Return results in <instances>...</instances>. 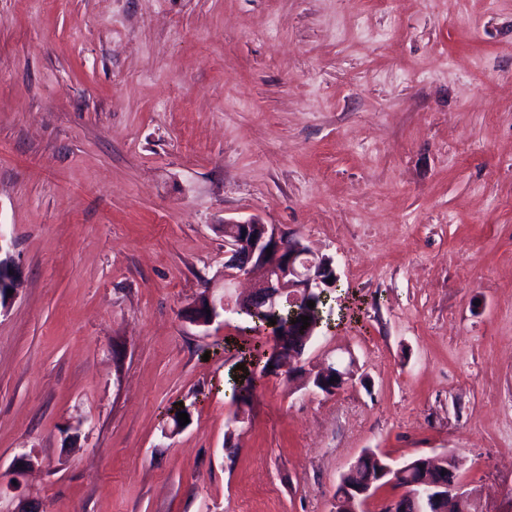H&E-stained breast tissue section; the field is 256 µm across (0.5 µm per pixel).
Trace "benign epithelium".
I'll return each mask as SVG.
<instances>
[{"label": "benign epithelium", "instance_id": "1", "mask_svg": "<svg viewBox=\"0 0 512 512\" xmlns=\"http://www.w3.org/2000/svg\"><path fill=\"white\" fill-rule=\"evenodd\" d=\"M224 283H229L241 274L255 269L263 276L255 283L249 295L235 301L233 310L240 312L249 308L256 312H276L283 303L298 304L302 295L314 289L329 288L338 283V275L329 256L311 253L303 242L286 232L278 224H265L260 220L224 221ZM6 235L0 231V308L7 306L12 297L7 290H18L20 272L13 256L6 249ZM272 249L267 254L266 249ZM332 282H327V279ZM218 316L213 302L202 300L190 311V319L199 325H208ZM324 375H334L336 380L328 386L331 393H337L350 381V369H323ZM461 461L453 456H441L434 460L425 457L402 464L383 462L376 454H369L356 461L349 469L361 470L358 484L346 488L347 494L333 497V512H344L347 505H368L377 489L375 484L396 473L416 472L417 491L411 497L419 496L434 504H455L461 512H477V507L463 490L459 478Z\"/></svg>", "mask_w": 512, "mask_h": 512}]
</instances>
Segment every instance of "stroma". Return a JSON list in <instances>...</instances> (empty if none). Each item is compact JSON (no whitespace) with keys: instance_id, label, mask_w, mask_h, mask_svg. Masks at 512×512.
<instances>
[{"instance_id":"1","label":"stroma","mask_w":512,"mask_h":512,"mask_svg":"<svg viewBox=\"0 0 512 512\" xmlns=\"http://www.w3.org/2000/svg\"><path fill=\"white\" fill-rule=\"evenodd\" d=\"M251 218L339 288L235 424ZM0 231V512H331L367 448L512 512V0H0ZM5 246H7L6 235L0 231V311L15 297L21 282L18 267ZM7 289L13 290L11 296H7Z\"/></svg>"}]
</instances>
